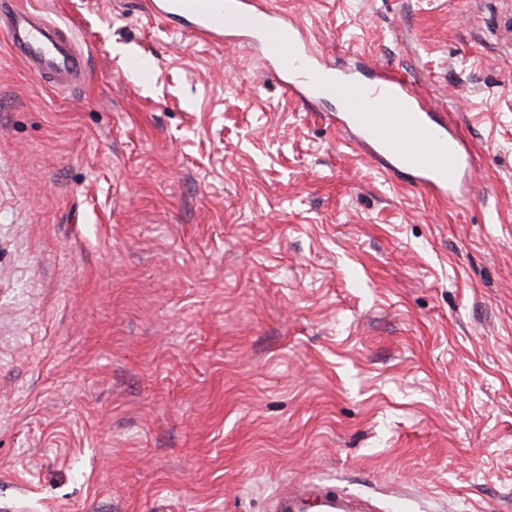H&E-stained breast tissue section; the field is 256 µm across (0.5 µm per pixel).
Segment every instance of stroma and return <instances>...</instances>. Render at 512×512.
<instances>
[{
    "label": "stroma",
    "mask_w": 512,
    "mask_h": 512,
    "mask_svg": "<svg viewBox=\"0 0 512 512\" xmlns=\"http://www.w3.org/2000/svg\"><path fill=\"white\" fill-rule=\"evenodd\" d=\"M144 2L20 0L85 53L67 92L0 32V512H512V0H273L442 102L457 203Z\"/></svg>",
    "instance_id": "1"
}]
</instances>
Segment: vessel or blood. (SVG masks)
I'll use <instances>...</instances> for the list:
<instances>
[{
    "label": "vessel or blood",
    "instance_id": "obj_1",
    "mask_svg": "<svg viewBox=\"0 0 512 512\" xmlns=\"http://www.w3.org/2000/svg\"><path fill=\"white\" fill-rule=\"evenodd\" d=\"M153 13L181 19L189 35L215 44L225 34L245 38L259 65L279 75L286 91L305 102L338 100L332 121L386 175L402 178L456 202L474 189L472 160L462 138L397 74L339 69L312 48L300 24L268 0H149ZM0 28L31 72L53 79L58 89L76 86L86 70L72 37L41 14L0 0Z\"/></svg>",
    "mask_w": 512,
    "mask_h": 512
}]
</instances>
